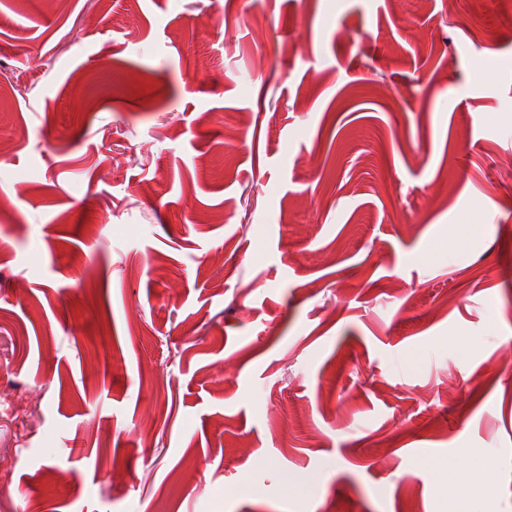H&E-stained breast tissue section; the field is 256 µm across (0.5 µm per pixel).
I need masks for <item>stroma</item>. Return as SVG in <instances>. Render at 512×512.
<instances>
[{
	"instance_id": "1",
	"label": "stroma",
	"mask_w": 512,
	"mask_h": 512,
	"mask_svg": "<svg viewBox=\"0 0 512 512\" xmlns=\"http://www.w3.org/2000/svg\"><path fill=\"white\" fill-rule=\"evenodd\" d=\"M1 68L0 512H512V12L0 0ZM490 466V462L480 452L472 451L464 458L463 466L454 471L439 472L438 478L448 482L462 495H470L475 492L490 495L492 487L482 481L479 484L473 482V476L477 473L484 474Z\"/></svg>"
}]
</instances>
